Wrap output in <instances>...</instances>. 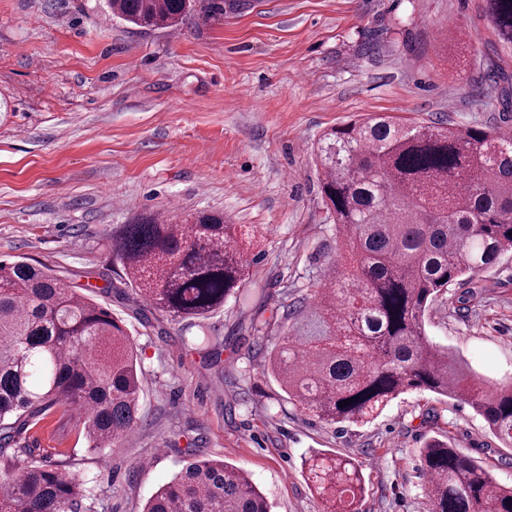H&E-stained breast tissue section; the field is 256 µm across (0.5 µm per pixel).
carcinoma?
Wrapping results in <instances>:
<instances>
[{
  "instance_id": "obj_1",
  "label": "carcinoma",
  "mask_w": 512,
  "mask_h": 512,
  "mask_svg": "<svg viewBox=\"0 0 512 512\" xmlns=\"http://www.w3.org/2000/svg\"><path fill=\"white\" fill-rule=\"evenodd\" d=\"M145 31L175 29L190 0H107ZM512 45V0H484ZM336 224V259L311 283L313 300L285 304L292 324L253 323L270 341L263 371L286 400L329 425L379 415L412 390L462 399L512 448V377L493 386L429 339L426 316L448 288L512 253V137L490 126L406 124L366 116L326 131L314 148ZM255 234L210 211L180 221L151 214L112 231V266L132 299L194 325L240 296ZM184 346L213 350L201 330ZM144 377L123 319L66 279L24 260L0 261V512H99V496L65 459L29 456L20 431L55 407L84 409L88 450L125 439L139 420ZM344 406L339 402L347 399ZM430 512H512V485L439 439L420 451ZM323 512H357L364 476L347 458L302 460ZM243 468L189 461L143 512H271Z\"/></svg>"
}]
</instances>
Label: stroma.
I'll use <instances>...</instances> for the list:
<instances>
[{
    "mask_svg": "<svg viewBox=\"0 0 512 512\" xmlns=\"http://www.w3.org/2000/svg\"><path fill=\"white\" fill-rule=\"evenodd\" d=\"M482 53L501 83L481 81ZM512 86V46L483 0H193L178 30L144 31L105 0H0V260L28 258L123 318L145 376L134 433L99 455L72 412L52 410L23 442L68 458L102 512H141L191 459L246 469L273 512H321L302 459L353 458L360 512H429L420 450L432 438L512 484V448L468 404L413 391L344 428L286 402L262 375L251 326L286 324L285 291L336 256L313 146L323 131L372 114L404 123L483 124L512 134L496 101ZM222 212L255 227L246 301L205 319L221 356L184 347V324L137 315L103 240L145 213ZM468 308L451 286L427 334L487 383L512 374V254L479 276Z\"/></svg>",
    "mask_w": 512,
    "mask_h": 512,
    "instance_id": "1",
    "label": "stroma"
}]
</instances>
